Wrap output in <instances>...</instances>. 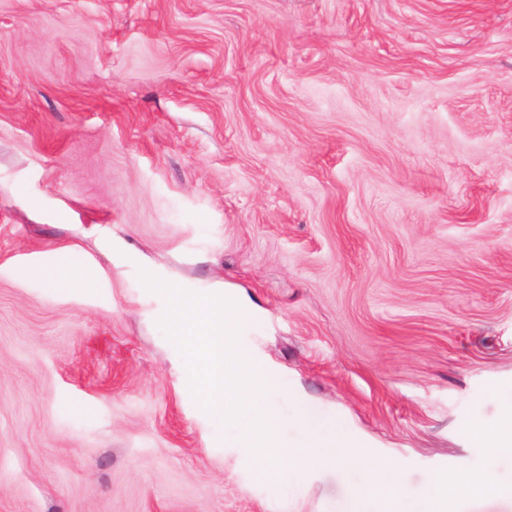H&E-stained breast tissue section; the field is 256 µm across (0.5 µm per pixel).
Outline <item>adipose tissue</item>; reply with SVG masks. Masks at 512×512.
Segmentation results:
<instances>
[{
    "instance_id": "obj_1",
    "label": "adipose tissue",
    "mask_w": 512,
    "mask_h": 512,
    "mask_svg": "<svg viewBox=\"0 0 512 512\" xmlns=\"http://www.w3.org/2000/svg\"><path fill=\"white\" fill-rule=\"evenodd\" d=\"M29 271L41 281L56 287L85 289L99 287L104 276L99 267L80 261L66 268L41 261ZM506 404L494 425H485L478 416H470L463 424L471 445L483 458L480 477L441 472L429 475L422 497H412L394 467L386 460H364L365 481L356 485L344 500L339 512H448V504L460 491L471 493L477 489H491L502 497L512 499V485L498 483L494 462L502 454L512 455V386L505 389Z\"/></svg>"
}]
</instances>
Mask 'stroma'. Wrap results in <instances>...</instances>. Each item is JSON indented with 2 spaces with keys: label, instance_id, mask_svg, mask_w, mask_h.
Listing matches in <instances>:
<instances>
[{
  "label": "stroma",
  "instance_id": "obj_1",
  "mask_svg": "<svg viewBox=\"0 0 512 512\" xmlns=\"http://www.w3.org/2000/svg\"><path fill=\"white\" fill-rule=\"evenodd\" d=\"M112 228L236 287L249 341L359 447L259 482L136 269L27 265ZM512 384V0H0V512H338L418 492ZM78 253L80 257L86 259L62 269L52 262L41 261L31 265L28 272L54 288L85 290L98 288L105 280L100 268L91 265L82 251Z\"/></svg>",
  "mask_w": 512,
  "mask_h": 512
}]
</instances>
